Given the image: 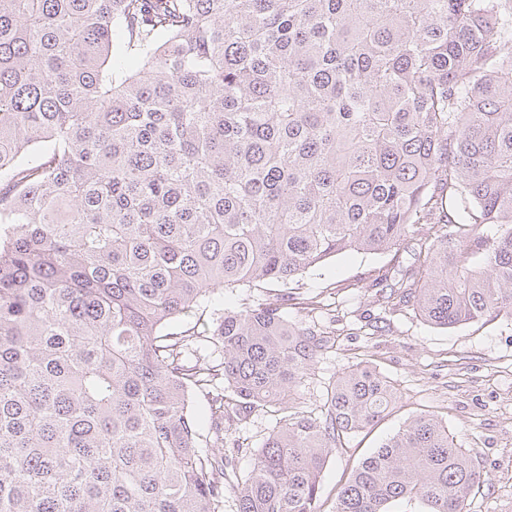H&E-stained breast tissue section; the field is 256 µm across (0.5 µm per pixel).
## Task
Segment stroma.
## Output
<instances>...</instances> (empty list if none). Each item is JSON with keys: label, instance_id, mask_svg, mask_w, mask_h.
I'll use <instances>...</instances> for the list:
<instances>
[{"label": "stroma", "instance_id": "35a3bbf8", "mask_svg": "<svg viewBox=\"0 0 512 512\" xmlns=\"http://www.w3.org/2000/svg\"><path fill=\"white\" fill-rule=\"evenodd\" d=\"M410 261L403 251L340 255L304 274L297 302L288 308L289 319L315 322L328 333L329 347L300 389L304 410L319 412L337 374L365 361L397 392L396 403L375 427L348 438L343 454L330 457L318 512H335L337 493L358 462L421 413L442 418L456 446L475 451L486 480L472 493L467 512H512V318L442 329L402 306L386 313L382 329H372L369 318L378 312L375 271ZM315 296L329 304L328 313L303 309ZM273 420L265 413L231 426L230 436L246 445L235 456L239 472L250 469V451L261 445Z\"/></svg>", "mask_w": 512, "mask_h": 512}]
</instances>
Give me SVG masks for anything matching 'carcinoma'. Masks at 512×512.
<instances>
[{
    "label": "carcinoma",
    "mask_w": 512,
    "mask_h": 512,
    "mask_svg": "<svg viewBox=\"0 0 512 512\" xmlns=\"http://www.w3.org/2000/svg\"><path fill=\"white\" fill-rule=\"evenodd\" d=\"M402 247L379 309L512 318V0H0V512H317L396 393L352 366L297 406L326 340L290 285ZM271 411L248 473L201 450ZM484 482L420 414L335 512H466ZM262 287L257 288H243L224 291V306L233 307L240 306L242 303H253L267 298H272L273 295L282 290L283 287L280 285L269 284L261 285ZM214 317L216 316L213 315L211 307L196 309L190 316L172 323L169 326V331L178 332L193 327L194 325H196L195 329L202 330L203 328L211 326Z\"/></svg>",
    "instance_id": "carcinoma-1"
}]
</instances>
